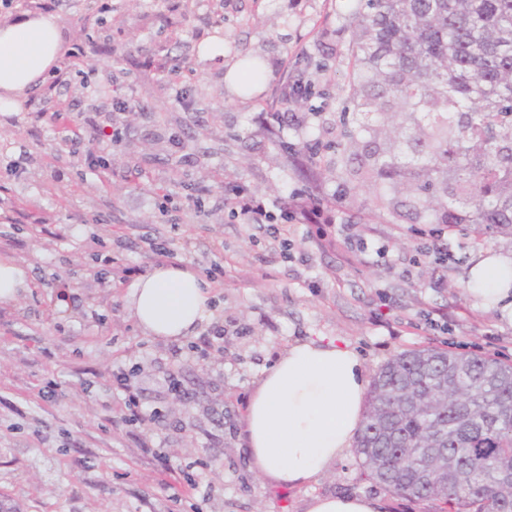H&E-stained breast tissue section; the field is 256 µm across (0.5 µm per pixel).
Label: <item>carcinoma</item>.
Wrapping results in <instances>:
<instances>
[{
    "label": "carcinoma",
    "mask_w": 512,
    "mask_h": 512,
    "mask_svg": "<svg viewBox=\"0 0 512 512\" xmlns=\"http://www.w3.org/2000/svg\"><path fill=\"white\" fill-rule=\"evenodd\" d=\"M346 104L356 127L330 163L304 145L299 171L373 188L388 224L469 225L512 237V0H355ZM242 90L262 75L244 61ZM307 98L287 81L276 102ZM448 452V468L426 452ZM356 454L380 488L437 512H512V363L438 348L375 372ZM426 469L436 471L428 483Z\"/></svg>",
    "instance_id": "cac0c4a2"
}]
</instances>
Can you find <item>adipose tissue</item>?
I'll return each mask as SVG.
<instances>
[{"label":"adipose tissue","instance_id":"1","mask_svg":"<svg viewBox=\"0 0 512 512\" xmlns=\"http://www.w3.org/2000/svg\"><path fill=\"white\" fill-rule=\"evenodd\" d=\"M59 33L51 16L0 21V105L31 91L56 63ZM512 260L486 256L476 266L469 296L491 305L512 294ZM134 316L148 335H196L208 320V292L189 270L160 267L132 293ZM367 379L359 356L331 343L298 341L261 378L249 404L246 431L259 471L298 484L323 474L347 455L363 418ZM307 512H387L379 496H319Z\"/></svg>","mask_w":512,"mask_h":512}]
</instances>
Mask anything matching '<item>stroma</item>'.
<instances>
[{
    "label": "stroma",
    "instance_id": "stroma-1",
    "mask_svg": "<svg viewBox=\"0 0 512 512\" xmlns=\"http://www.w3.org/2000/svg\"><path fill=\"white\" fill-rule=\"evenodd\" d=\"M98 7L55 0L63 80L0 111V254L32 280L0 304V512H307L315 496L377 495L353 454L296 485L259 472L245 419L263 372L311 339L356 352L369 378L422 347L512 362V318L466 294L480 252L462 228L439 234L447 262L416 260L434 225L369 218L367 186L298 173L297 149L331 152L355 121L343 111L351 0ZM247 58L265 63L257 96L228 94L226 72ZM285 74L310 97L275 115ZM107 123L118 141L99 136ZM235 188L275 212L320 201L330 222L318 235L240 223L224 206ZM161 246L213 296L185 340L145 335L132 284L108 277L113 257L147 276ZM118 367L153 422L124 423Z\"/></svg>",
    "mask_w": 512,
    "mask_h": 512
}]
</instances>
